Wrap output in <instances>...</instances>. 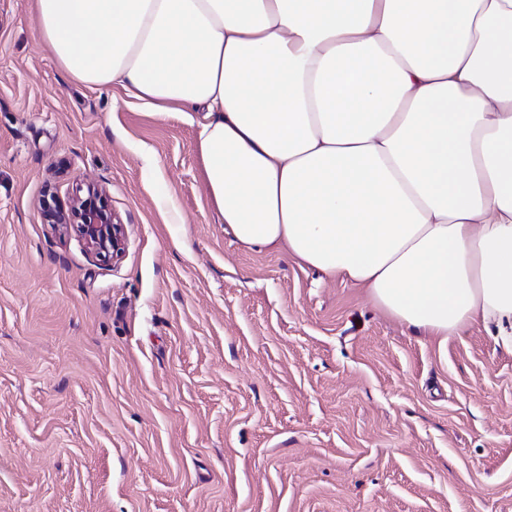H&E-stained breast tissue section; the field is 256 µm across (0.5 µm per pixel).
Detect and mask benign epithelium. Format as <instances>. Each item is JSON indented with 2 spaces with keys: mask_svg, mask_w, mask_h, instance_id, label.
I'll use <instances>...</instances> for the list:
<instances>
[{
  "mask_svg": "<svg viewBox=\"0 0 512 512\" xmlns=\"http://www.w3.org/2000/svg\"><path fill=\"white\" fill-rule=\"evenodd\" d=\"M45 218L56 228L74 229L98 256L114 258L122 252V225L100 201V192L93 184L87 185V197L76 198L67 211L45 207Z\"/></svg>",
  "mask_w": 512,
  "mask_h": 512,
  "instance_id": "obj_1",
  "label": "benign epithelium"
}]
</instances>
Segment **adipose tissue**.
Wrapping results in <instances>:
<instances>
[{
	"label": "adipose tissue",
	"mask_w": 512,
	"mask_h": 512,
	"mask_svg": "<svg viewBox=\"0 0 512 512\" xmlns=\"http://www.w3.org/2000/svg\"><path fill=\"white\" fill-rule=\"evenodd\" d=\"M75 81L200 115L247 248L512 353V0H35Z\"/></svg>",
	"instance_id": "obj_1"
}]
</instances>
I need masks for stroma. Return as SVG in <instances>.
<instances>
[{
  "label": "stroma",
  "instance_id": "35a3bbf8",
  "mask_svg": "<svg viewBox=\"0 0 512 512\" xmlns=\"http://www.w3.org/2000/svg\"><path fill=\"white\" fill-rule=\"evenodd\" d=\"M198 134L0 0V512H512V354L240 246ZM90 183L120 258L44 220Z\"/></svg>",
  "mask_w": 512,
  "mask_h": 512
}]
</instances>
